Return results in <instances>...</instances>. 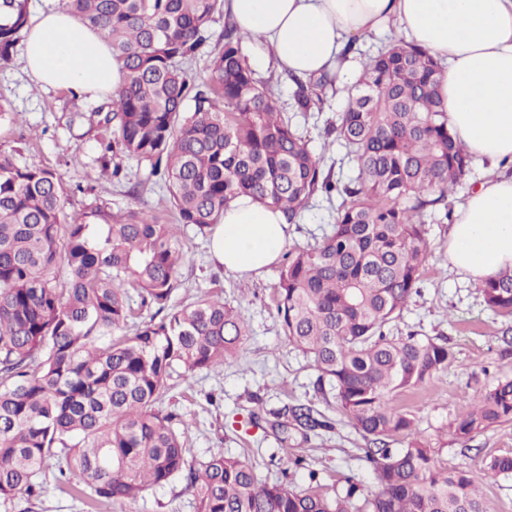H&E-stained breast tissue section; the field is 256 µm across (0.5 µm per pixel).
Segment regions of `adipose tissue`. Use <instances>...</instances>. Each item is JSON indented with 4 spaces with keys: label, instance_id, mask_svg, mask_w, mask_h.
I'll use <instances>...</instances> for the list:
<instances>
[{
    "label": "adipose tissue",
    "instance_id": "obj_1",
    "mask_svg": "<svg viewBox=\"0 0 512 512\" xmlns=\"http://www.w3.org/2000/svg\"><path fill=\"white\" fill-rule=\"evenodd\" d=\"M236 27L268 46L278 70L306 78L334 71L346 43L397 22L444 69L441 101L470 155L512 166V0H224ZM25 69L42 85L106 94L122 85L107 41L59 9L25 38ZM283 214L236 198L213 228L211 254L225 269L260 270L279 257ZM448 260L473 281L512 266V173L482 183L454 213Z\"/></svg>",
    "mask_w": 512,
    "mask_h": 512
}]
</instances>
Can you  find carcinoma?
<instances>
[{
	"mask_svg": "<svg viewBox=\"0 0 512 512\" xmlns=\"http://www.w3.org/2000/svg\"><path fill=\"white\" fill-rule=\"evenodd\" d=\"M99 32L122 62L124 83L96 112L103 170L115 161L149 164L182 224L204 234L241 195L298 223L309 201H339L320 241L283 254L274 298L289 344L309 356L347 423L366 441L377 490L360 498L355 478L341 493L298 492L258 479L247 460L199 461L185 443L188 423L160 406L175 376L187 380L232 360L248 324L239 307L210 293L172 304L189 247L151 211L64 212L57 172L0 151V506L19 495L68 488L91 507L133 500L175 479L196 512H493L476 476L438 466L413 415L393 405L454 358L445 342L392 336L427 261V210L448 208L472 157L448 127L436 90L441 66L400 39L368 58L326 128L353 163L325 167L282 118L227 21L206 78L183 63L211 39L224 0H61ZM28 22V0H0V67L10 65ZM296 84L307 112L334 84L323 74ZM486 306L512 317V268L480 285ZM150 313L144 317V313ZM313 430L309 407L292 410ZM512 422V379L480 393L449 423L468 441ZM404 439V447L390 443ZM487 468L512 473V455Z\"/></svg>",
	"mask_w": 512,
	"mask_h": 512,
	"instance_id": "obj_1",
	"label": "carcinoma"
}]
</instances>
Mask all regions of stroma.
Returning <instances> with one entry per match:
<instances>
[{
    "mask_svg": "<svg viewBox=\"0 0 512 512\" xmlns=\"http://www.w3.org/2000/svg\"><path fill=\"white\" fill-rule=\"evenodd\" d=\"M245 52L258 78L268 81L285 119L302 131L308 147L324 165L348 169L344 149L327 139L324 129L342 111L344 90L326 89L322 111L297 110L292 83L283 77L259 41L245 42ZM107 97L72 95L36 82L23 68L21 53L0 68V103L11 113L0 122V149L20 150L28 165L57 170L68 188L70 213L102 208L113 213L143 208L162 223L178 224L191 251L181 270L174 300L188 303L207 292H222L225 301L241 305L249 334L236 357L222 368L198 373L190 382L170 381L162 396L164 408L184 416L189 424L186 444L196 459L221 452L248 458L260 480L284 482L297 490L311 482L343 489L345 477H355L364 494L376 489L373 470L364 458L365 442L339 412L331 387H318L319 372L310 357L286 341L274 303L279 264L259 274H241L216 266L208 236L194 226L179 224L166 192L148 178L146 165L122 159L128 182L98 180V139L102 134L95 112ZM334 205L322 198L309 201L290 241L303 244L321 237L334 222ZM428 259L420 291L390 326L394 336L415 332L447 341L454 358L447 369L419 389L397 395L393 403L412 414L419 434L435 451L440 466L466 467L481 479V489L494 512H512V475L486 467L490 457L512 455V423L478 434L468 443L448 439L449 423L478 393L512 378V320L488 309L477 283L448 263L452 225L443 212L426 219ZM311 406L315 417L331 422L328 430L300 427L284 408ZM300 455L301 467H288V457ZM98 512H195V502L183 482L148 489L136 499L101 506Z\"/></svg>",
    "mask_w": 512,
    "mask_h": 512,
    "instance_id": "obj_1",
    "label": "stroma"
}]
</instances>
